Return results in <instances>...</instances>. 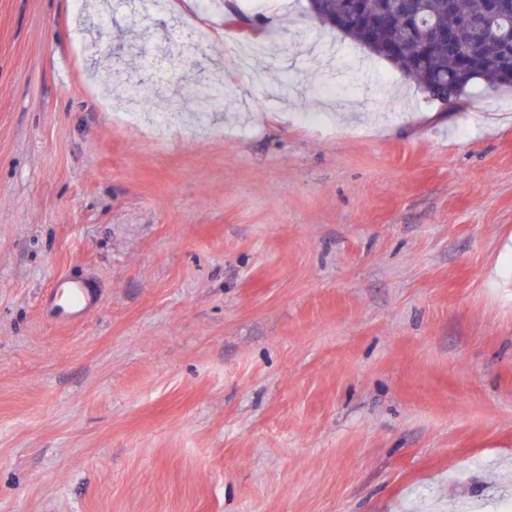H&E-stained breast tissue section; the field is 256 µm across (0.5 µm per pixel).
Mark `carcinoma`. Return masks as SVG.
<instances>
[{"mask_svg": "<svg viewBox=\"0 0 512 512\" xmlns=\"http://www.w3.org/2000/svg\"><path fill=\"white\" fill-rule=\"evenodd\" d=\"M454 6L476 22L483 18L484 0H409L400 7L393 0H367L361 26L348 20L346 0H323L322 11L313 17L329 27L332 19L346 18L342 34L359 44L396 45L399 54L390 63L434 99L458 98L476 80L494 89L512 87V79L505 78V72L512 73V55L503 40L512 35V0H507L491 34L479 37L471 29L450 40Z\"/></svg>", "mask_w": 512, "mask_h": 512, "instance_id": "cac0c4a2", "label": "carcinoma"}]
</instances>
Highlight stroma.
Segmentation results:
<instances>
[{
  "label": "stroma",
  "mask_w": 512,
  "mask_h": 512,
  "mask_svg": "<svg viewBox=\"0 0 512 512\" xmlns=\"http://www.w3.org/2000/svg\"><path fill=\"white\" fill-rule=\"evenodd\" d=\"M170 6L0 0V512H500L512 88L446 107L306 0ZM90 288L94 287L87 280L62 276L42 298V310L59 323H79L97 306Z\"/></svg>",
  "instance_id": "stroma-1"
}]
</instances>
